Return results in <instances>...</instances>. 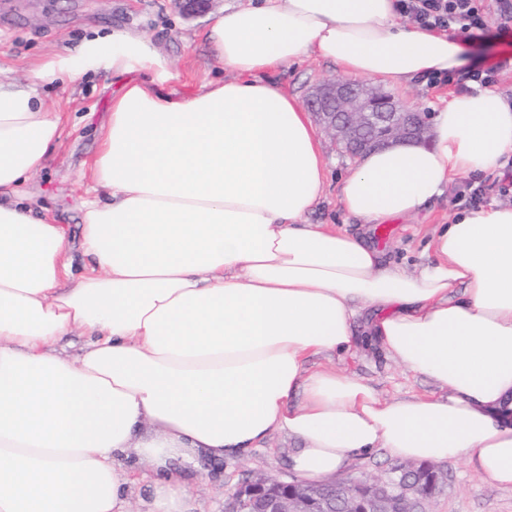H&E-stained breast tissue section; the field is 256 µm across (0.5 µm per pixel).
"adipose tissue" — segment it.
<instances>
[{
    "label": "adipose tissue",
    "mask_w": 512,
    "mask_h": 512,
    "mask_svg": "<svg viewBox=\"0 0 512 512\" xmlns=\"http://www.w3.org/2000/svg\"><path fill=\"white\" fill-rule=\"evenodd\" d=\"M229 80L177 98L138 33L86 38L38 80L108 70L120 95L84 176L74 271L61 225L17 194L60 141L34 84L0 80V512H132L121 459L152 466L146 512H198L171 459H249L277 434L320 481L384 449L461 458L512 488V206L439 225L408 273L308 214L327 189L317 131L275 76L315 58L394 88L460 69L469 43L400 22L395 0H251L202 33ZM512 156V104L490 88L438 107L430 144L364 155L341 208L366 224L420 212L457 176ZM441 395L383 399L317 356L353 321ZM77 354L61 342L74 332Z\"/></svg>",
    "instance_id": "adipose-tissue-1"
}]
</instances>
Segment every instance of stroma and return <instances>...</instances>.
<instances>
[{
    "label": "stroma",
    "instance_id": "stroma-1",
    "mask_svg": "<svg viewBox=\"0 0 512 512\" xmlns=\"http://www.w3.org/2000/svg\"><path fill=\"white\" fill-rule=\"evenodd\" d=\"M213 20L210 14L186 18L174 0H0V79L31 80L36 64L60 53H76L91 31L131 29L151 39L156 49L168 57L176 74L170 87L185 96L204 82L224 76L223 66L200 37ZM341 75L337 67L311 59L288 68L279 80L288 94L303 100L318 83ZM122 86L121 78L102 71L46 83L40 88L46 110L63 113L64 131L45 168L22 182L18 192L33 203L36 213L48 214L70 237H77L81 222V199L86 190L82 174L98 149L112 100ZM321 147L328 169L327 196L310 214L309 223L364 230L383 251L386 261L412 273L432 262V231L436 225L452 222L461 209L459 197L466 193L468 184L484 186L483 204L512 203V198L499 192L502 171L469 179L459 177L418 214L391 220V231L382 239L376 225H360L357 218L339 207L338 187L353 168L354 159L340 153L329 138H322ZM331 364L362 378L384 398L438 391L431 379L406 371L374 344L356 347L333 359L319 356L311 361L316 369ZM295 446L293 439L278 434L248 460L194 465L176 459L172 467L186 482L201 512H224L226 492L245 479L248 471L293 480L295 474L288 457ZM438 467L447 481L437 497V512H512L511 488L483 481L461 459L439 462Z\"/></svg>",
    "mask_w": 512,
    "mask_h": 512
}]
</instances>
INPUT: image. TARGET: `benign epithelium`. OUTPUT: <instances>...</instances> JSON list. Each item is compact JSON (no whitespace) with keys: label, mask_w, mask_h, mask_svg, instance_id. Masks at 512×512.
<instances>
[{"label":"benign epithelium","mask_w":512,"mask_h":512,"mask_svg":"<svg viewBox=\"0 0 512 512\" xmlns=\"http://www.w3.org/2000/svg\"><path fill=\"white\" fill-rule=\"evenodd\" d=\"M188 18L211 12L218 0H176ZM382 101L375 91L343 81H324L311 91L307 104L317 122L336 144L357 152L364 147L426 138L431 118L407 109L373 108ZM379 130L382 136L365 140ZM443 485V476L430 465L402 463L374 476L342 481H284L261 475L227 493L224 512H336L345 500L347 512H428Z\"/></svg>","instance_id":"obj_1"}]
</instances>
